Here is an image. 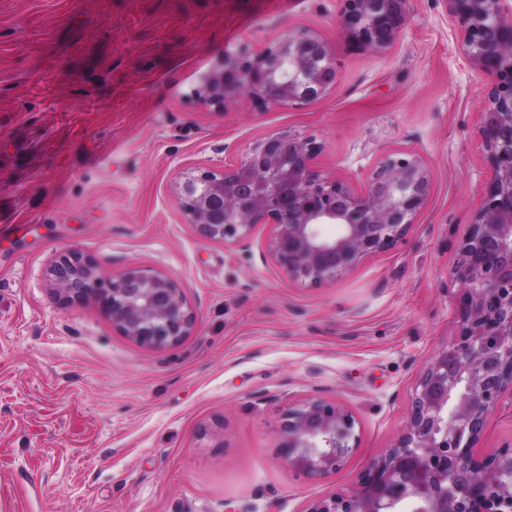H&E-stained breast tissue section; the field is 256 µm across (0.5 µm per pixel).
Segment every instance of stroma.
<instances>
[{
    "mask_svg": "<svg viewBox=\"0 0 512 512\" xmlns=\"http://www.w3.org/2000/svg\"><path fill=\"white\" fill-rule=\"evenodd\" d=\"M339 0H0V512H307L351 492L395 444L417 382L458 334L451 272L490 179L485 82L448 0H413L373 51ZM307 29L335 51L322 98L275 108L195 94L241 47ZM312 134L317 170L362 190L386 155L418 152L431 192L406 239L322 288L245 242L202 238L176 187L278 132ZM81 249L109 278L138 265L196 315L178 346L123 336L92 301L58 300L49 268ZM320 398L356 418L358 447L324 478L284 464L288 409ZM512 440V393L477 445Z\"/></svg>",
    "mask_w": 512,
    "mask_h": 512,
    "instance_id": "obj_1",
    "label": "stroma"
}]
</instances>
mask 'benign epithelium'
I'll use <instances>...</instances> for the list:
<instances>
[{
	"label": "benign epithelium",
	"instance_id": "1",
	"mask_svg": "<svg viewBox=\"0 0 512 512\" xmlns=\"http://www.w3.org/2000/svg\"><path fill=\"white\" fill-rule=\"evenodd\" d=\"M338 23L364 49L393 45L413 0H339ZM469 62L488 78L478 134L491 179L458 245L459 332L416 385L403 433L359 476L349 494L315 502L309 512H512V441L493 453L475 448L499 396L512 389V0H448ZM336 57L313 32L291 30L274 45L226 56L197 94L222 107L240 94L261 107L306 104L336 84ZM314 135L270 134L233 165L189 175L179 206L208 240L236 243L255 224L272 231L266 255L289 278L321 287L370 255L403 242L431 191L430 172L413 151L387 155L356 191L321 175ZM67 302L93 301L138 345L162 349L192 332L195 315L182 288L142 266L101 277L76 250L50 269ZM355 417L341 404L309 399L288 410L279 448L298 476L326 477L357 448Z\"/></svg>",
	"mask_w": 512,
	"mask_h": 512
}]
</instances>
